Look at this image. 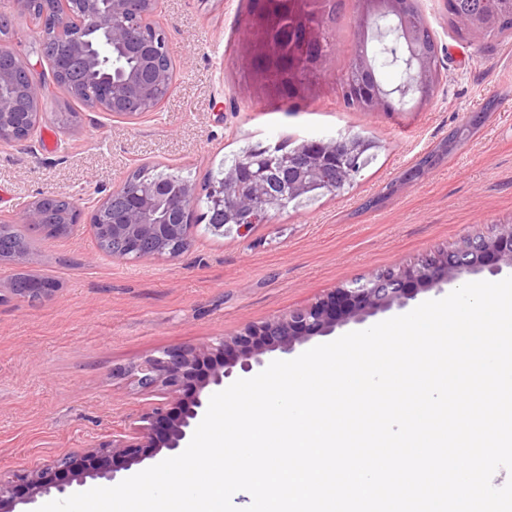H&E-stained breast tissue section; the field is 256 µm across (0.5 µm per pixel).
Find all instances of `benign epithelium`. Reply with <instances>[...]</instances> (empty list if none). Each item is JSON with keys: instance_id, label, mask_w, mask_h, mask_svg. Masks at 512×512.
Masks as SVG:
<instances>
[{"instance_id": "1", "label": "benign epithelium", "mask_w": 512, "mask_h": 512, "mask_svg": "<svg viewBox=\"0 0 512 512\" xmlns=\"http://www.w3.org/2000/svg\"><path fill=\"white\" fill-rule=\"evenodd\" d=\"M81 18L74 21L61 9L66 0H39L41 33L39 46L46 52L49 32L67 30L70 37L55 45L48 58L52 77L66 83L72 96L80 99L83 87L71 78L74 69H94L101 65V49L117 53L130 67L120 68L96 87L90 108L114 117L136 119L159 110L162 99L157 91L173 88L174 55L167 32L145 20L156 12L159 0H76ZM361 30L376 19L395 14L403 19L397 38L409 53L412 84L417 92L415 106L422 107L434 96L429 63L418 41L417 27L407 20L411 0H359ZM288 57L297 60L324 52L328 40L320 24L293 23L287 29ZM14 88L13 94H0V147L16 146L32 140L43 117L42 100L46 84L36 80L26 61L10 46L0 42V87ZM344 101L372 112L394 108L379 83L375 69L365 63L362 79L344 87ZM283 182L288 197L302 196L315 184L334 190L336 180H351L362 164V146L356 136L341 137L329 143L304 141L294 153L284 154ZM205 194L210 210L219 213L211 225L224 231L232 223L243 234L254 224H265L273 213L282 210L283 195L270 184L253 161L212 181ZM198 193L183 183L168 193L158 182L126 178L104 198L97 200L91 213L93 230L104 239H112V250L101 252L116 260L146 257L175 258L169 248L173 238L187 244L192 214ZM52 196L34 200L25 213L24 223H45V211ZM81 211L72 205L58 228L68 234L79 224ZM512 267V225L496 237L472 242L462 250L442 253L428 262L398 272L382 273L366 282H355L333 290L314 305L259 325H248L233 336L184 349L164 351L150 356L118 375L128 377L143 388L164 391L166 402L140 417L141 424L116 439L100 443L61 459L47 461L22 470L0 469V512H19L18 507L34 505L53 493L67 498L90 480L116 481L120 472L154 460L161 453L179 455L195 425L204 417L209 394L224 387V380L237 370L248 373L279 352L289 354L315 336H327L339 326L362 323L368 317L404 306L421 291L457 282L469 274H498ZM35 287L20 293L10 289L20 301L47 297L54 292L50 284L34 280ZM165 423L159 433L155 425Z\"/></svg>"}]
</instances>
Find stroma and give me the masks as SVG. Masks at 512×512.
Returning <instances> with one entry per match:
<instances>
[{
  "label": "stroma",
  "instance_id": "stroma-1",
  "mask_svg": "<svg viewBox=\"0 0 512 512\" xmlns=\"http://www.w3.org/2000/svg\"><path fill=\"white\" fill-rule=\"evenodd\" d=\"M336 3L338 20L327 28L334 51L305 97L264 84L257 56L244 51L262 0H162L157 19L171 38L175 78L159 112L115 118L58 88L42 101L33 142L0 148V220L19 221L44 195L90 206L145 165L189 169L200 186L248 144L353 134L380 144L344 192L243 235L197 222L175 258L113 259L84 222L65 237H37L32 264L0 266V289L19 272L56 286L36 305L0 303V467L31 468L109 440L162 402L160 389L116 378L115 368L234 335L512 225V36L465 38L444 0H419L439 48L432 102L358 112L339 83L356 39V0ZM0 10L12 19L7 42L35 78L49 76L30 51L34 22L10 0ZM457 129L455 150L402 182Z\"/></svg>",
  "mask_w": 512,
  "mask_h": 512
}]
</instances>
